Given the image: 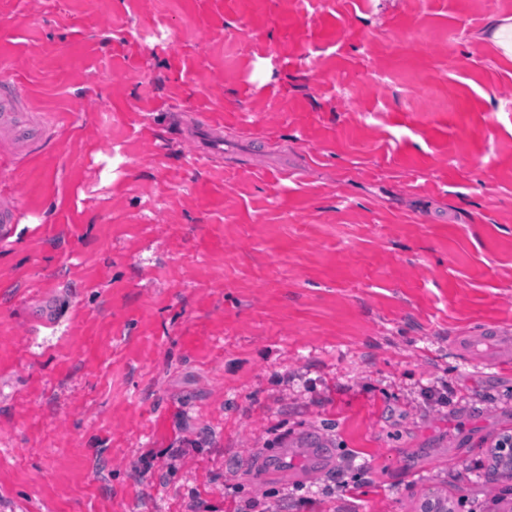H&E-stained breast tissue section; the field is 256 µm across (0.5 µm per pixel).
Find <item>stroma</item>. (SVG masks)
<instances>
[{"instance_id":"1","label":"stroma","mask_w":512,"mask_h":512,"mask_svg":"<svg viewBox=\"0 0 512 512\" xmlns=\"http://www.w3.org/2000/svg\"><path fill=\"white\" fill-rule=\"evenodd\" d=\"M504 24L512 0H0V75L55 119L0 151V512H417L441 472L480 499L455 462L512 429V365L459 339L512 329ZM193 118L222 159L182 153ZM312 427L325 485L255 473Z\"/></svg>"}]
</instances>
